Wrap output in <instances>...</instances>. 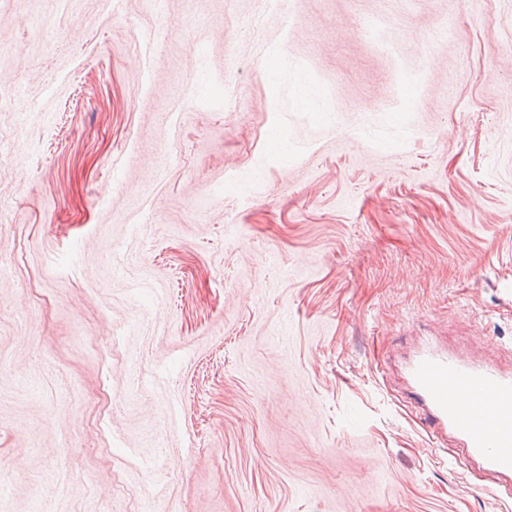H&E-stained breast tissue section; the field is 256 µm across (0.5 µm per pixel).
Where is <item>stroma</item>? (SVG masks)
Here are the masks:
<instances>
[{
    "mask_svg": "<svg viewBox=\"0 0 512 512\" xmlns=\"http://www.w3.org/2000/svg\"><path fill=\"white\" fill-rule=\"evenodd\" d=\"M427 347L512 370V0H0V512H512Z\"/></svg>",
    "mask_w": 512,
    "mask_h": 512,
    "instance_id": "35a3bbf8",
    "label": "stroma"
}]
</instances>
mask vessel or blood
Here are the masks:
<instances>
[{
    "mask_svg": "<svg viewBox=\"0 0 512 512\" xmlns=\"http://www.w3.org/2000/svg\"><path fill=\"white\" fill-rule=\"evenodd\" d=\"M408 377L435 433L455 435L512 498V373L424 349L410 361Z\"/></svg>",
    "mask_w": 512,
    "mask_h": 512,
    "instance_id": "obj_1",
    "label": "vessel or blood"
}]
</instances>
